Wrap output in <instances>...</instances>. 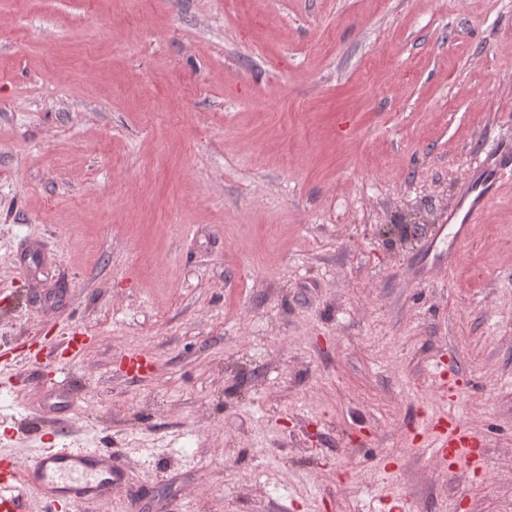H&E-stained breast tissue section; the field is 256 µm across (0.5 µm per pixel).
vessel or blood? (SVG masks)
Here are the masks:
<instances>
[{
  "instance_id": "b4317fda",
  "label": "vessel or blood",
  "mask_w": 512,
  "mask_h": 512,
  "mask_svg": "<svg viewBox=\"0 0 512 512\" xmlns=\"http://www.w3.org/2000/svg\"><path fill=\"white\" fill-rule=\"evenodd\" d=\"M501 178L498 167L481 168L470 187L475 198L463 224L480 222L485 202ZM419 431L440 465L451 463L465 471L477 462L475 440L459 426L445 428L430 420ZM128 478L127 471L113 466L108 448H42L23 463L4 451L0 453V512H34L38 503L49 505L52 512H90L111 501L114 486Z\"/></svg>"
}]
</instances>
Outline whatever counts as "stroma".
<instances>
[{
	"label": "stroma",
	"instance_id": "1",
	"mask_svg": "<svg viewBox=\"0 0 512 512\" xmlns=\"http://www.w3.org/2000/svg\"><path fill=\"white\" fill-rule=\"evenodd\" d=\"M511 147L512 0H0V448L112 449L94 512H512V164L448 221ZM498 166H486L480 169L479 177L471 184L469 194L476 193L473 203L465 213L462 224H477L480 222L486 200L490 197L500 182L502 175ZM439 423V420H428L417 426L432 457L445 469L448 468V457H451L456 470H468L480 460L478 448H474V438L453 422H448V430Z\"/></svg>",
	"mask_w": 512,
	"mask_h": 512
}]
</instances>
